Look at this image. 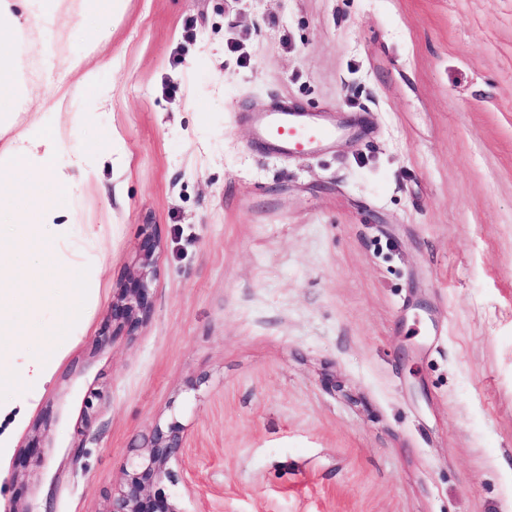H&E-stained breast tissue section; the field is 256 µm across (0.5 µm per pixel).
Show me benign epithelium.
<instances>
[{"label": "benign epithelium", "mask_w": 512, "mask_h": 512, "mask_svg": "<svg viewBox=\"0 0 512 512\" xmlns=\"http://www.w3.org/2000/svg\"><path fill=\"white\" fill-rule=\"evenodd\" d=\"M156 249L154 235L145 233L137 269L121 280L112 294V334H130L150 317ZM182 444V427L178 422L155 427L146 446L126 467L119 487L102 512H183L171 490L178 482L176 466Z\"/></svg>", "instance_id": "7a95c632"}]
</instances>
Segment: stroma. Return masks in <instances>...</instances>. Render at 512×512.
Here are the masks:
<instances>
[{
	"instance_id": "stroma-1",
	"label": "stroma",
	"mask_w": 512,
	"mask_h": 512,
	"mask_svg": "<svg viewBox=\"0 0 512 512\" xmlns=\"http://www.w3.org/2000/svg\"><path fill=\"white\" fill-rule=\"evenodd\" d=\"M74 18L11 54L43 97ZM100 55L127 165L72 204L69 296L107 225L96 301L11 309L0 512H103L155 424L184 428V512H512V0H127ZM362 119L313 157L246 115ZM65 143L89 106L64 103ZM153 311L108 322L145 231ZM40 447H33L34 438Z\"/></svg>"
}]
</instances>
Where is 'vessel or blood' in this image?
<instances>
[{
	"instance_id": "b4317fda",
	"label": "vessel or blood",
	"mask_w": 512,
	"mask_h": 512,
	"mask_svg": "<svg viewBox=\"0 0 512 512\" xmlns=\"http://www.w3.org/2000/svg\"><path fill=\"white\" fill-rule=\"evenodd\" d=\"M251 126L252 142L259 151L284 157L315 155L355 132L350 123L333 122L286 105L257 114Z\"/></svg>"
}]
</instances>
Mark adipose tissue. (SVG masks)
<instances>
[{"label": "adipose tissue", "instance_id": "adipose-tissue-1", "mask_svg": "<svg viewBox=\"0 0 512 512\" xmlns=\"http://www.w3.org/2000/svg\"><path fill=\"white\" fill-rule=\"evenodd\" d=\"M124 7V0H0V339L16 333L11 308L39 309L52 301L45 257L73 235L74 197L98 185L101 163L118 167L124 161L120 139L112 133L93 143L64 145L62 104L69 89L61 83L49 96L34 99L33 122L15 129L22 93L10 51L21 33L47 30L60 15L75 12L88 46L53 58L51 65L76 75L85 96L98 101L94 58Z\"/></svg>", "mask_w": 512, "mask_h": 512}]
</instances>
